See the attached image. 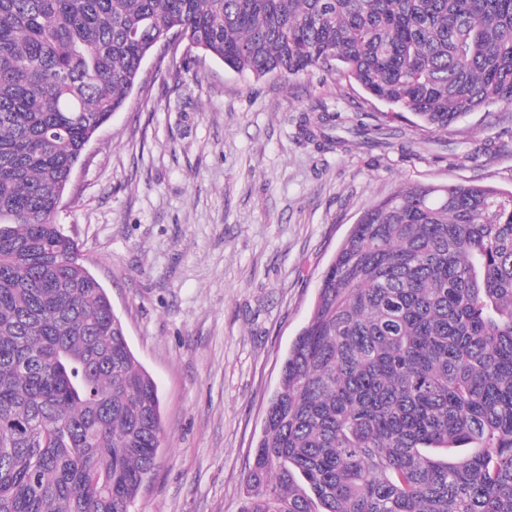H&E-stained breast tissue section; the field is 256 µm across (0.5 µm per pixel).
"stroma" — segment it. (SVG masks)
<instances>
[{"label":"stroma","instance_id":"35a3bbf8","mask_svg":"<svg viewBox=\"0 0 512 512\" xmlns=\"http://www.w3.org/2000/svg\"><path fill=\"white\" fill-rule=\"evenodd\" d=\"M159 47L163 65L145 59L56 221L158 386L163 441L132 512H239L282 362L352 225L402 184L512 189V112L466 116L443 160L354 137L320 153L300 113L350 127L384 105L333 72L258 79L177 39Z\"/></svg>","mask_w":512,"mask_h":512}]
</instances>
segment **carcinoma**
<instances>
[{
	"label": "carcinoma",
	"mask_w": 512,
	"mask_h": 512,
	"mask_svg": "<svg viewBox=\"0 0 512 512\" xmlns=\"http://www.w3.org/2000/svg\"><path fill=\"white\" fill-rule=\"evenodd\" d=\"M256 78L330 68L405 148L512 110V0H0V512H131L158 387L54 216L167 32ZM341 116L302 113L320 151ZM240 512H512V191L365 209L282 363Z\"/></svg>",
	"instance_id": "cac0c4a2"
}]
</instances>
